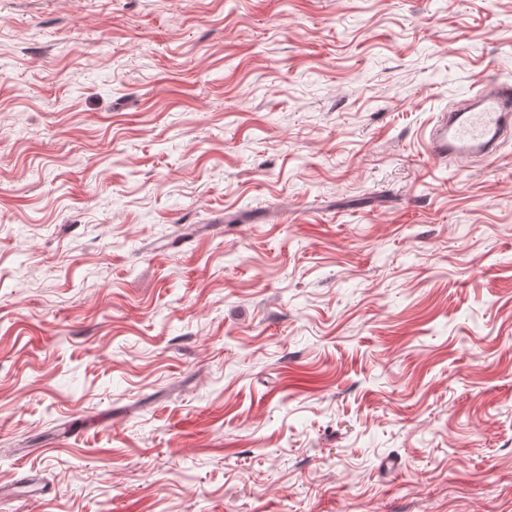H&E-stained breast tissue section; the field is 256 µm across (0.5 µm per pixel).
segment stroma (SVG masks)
Here are the masks:
<instances>
[{
	"mask_svg": "<svg viewBox=\"0 0 512 512\" xmlns=\"http://www.w3.org/2000/svg\"><path fill=\"white\" fill-rule=\"evenodd\" d=\"M512 0H0V512H512ZM512 83L493 80L468 103L442 113L425 135V150L433 161L498 158L501 140L512 131Z\"/></svg>",
	"mask_w": 512,
	"mask_h": 512,
	"instance_id": "1",
	"label": "stroma"
}]
</instances>
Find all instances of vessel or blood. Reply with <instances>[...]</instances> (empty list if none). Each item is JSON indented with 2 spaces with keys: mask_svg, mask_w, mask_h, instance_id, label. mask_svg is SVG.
Masks as SVG:
<instances>
[{
  "mask_svg": "<svg viewBox=\"0 0 512 512\" xmlns=\"http://www.w3.org/2000/svg\"><path fill=\"white\" fill-rule=\"evenodd\" d=\"M512 132V83L494 80L467 104L442 113L425 136L431 160H480L492 164L502 139Z\"/></svg>",
  "mask_w": 512,
  "mask_h": 512,
  "instance_id": "1",
  "label": "vessel or blood"
}]
</instances>
